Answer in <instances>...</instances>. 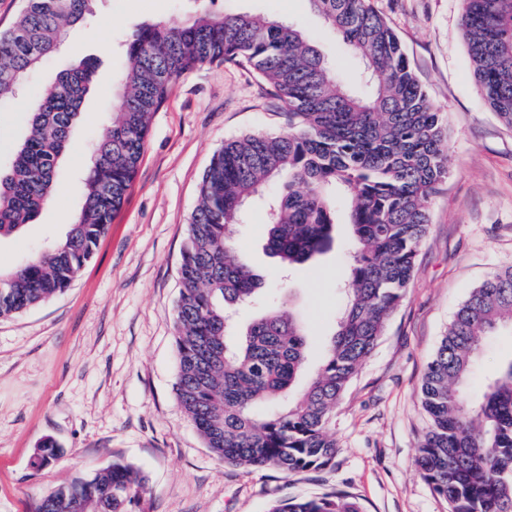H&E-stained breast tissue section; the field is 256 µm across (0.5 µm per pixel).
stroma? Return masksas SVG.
<instances>
[{"instance_id":"35a3bbf8","label":"stroma","mask_w":512,"mask_h":512,"mask_svg":"<svg viewBox=\"0 0 512 512\" xmlns=\"http://www.w3.org/2000/svg\"><path fill=\"white\" fill-rule=\"evenodd\" d=\"M269 12L303 29L327 59L351 57L308 0H205ZM400 38L408 61L448 119V178L429 200L430 224L404 301L332 415L339 450L322 473L285 475L217 458L181 409L174 390L175 308L181 249L201 177L226 140L286 131L281 102L249 67L204 66L177 79L155 113L142 162L121 213L93 257L63 293L0 319V512H33L58 485L103 469L133 465L146 478L143 512H267L270 503L342 490L363 512H448L415 465L429 426L421 383L454 314L493 273L512 267V126L488 108L476 83L461 25L462 0H372ZM194 0H99L90 22L0 105V163L28 127L35 93L75 58L97 60L71 143L56 173L59 194L23 234L0 243V269L15 267L65 234L78 213L86 144L113 118L125 41L149 20L178 22ZM281 282L264 249L261 207L245 208L233 235L243 262L269 285L259 306L243 308L245 328L266 309L292 311L306 328L308 382L337 328L348 277V235ZM512 359V329L483 341L468 390ZM55 439L60 458L37 469L33 454Z\"/></svg>"}]
</instances>
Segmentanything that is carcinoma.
Here are the masks:
<instances>
[{"label":"carcinoma","mask_w":512,"mask_h":512,"mask_svg":"<svg viewBox=\"0 0 512 512\" xmlns=\"http://www.w3.org/2000/svg\"><path fill=\"white\" fill-rule=\"evenodd\" d=\"M361 70L357 87L300 29L272 14L204 9L181 22L144 21L126 47L112 123L92 141L77 218L35 258L0 271V318L64 292L122 209L141 162L152 118L174 82L206 65L250 67L275 90L288 131L227 140L206 168L181 251L176 305L177 400L217 458L271 466L284 474L330 468L338 443L329 422L403 301L426 235V204L448 178L443 113L431 103L395 32L371 0H309ZM95 0H26L0 31V103L85 24ZM462 26L486 104L512 125V0H463ZM80 58L36 91L37 111L0 167V241L33 221L54 190L95 75ZM268 202L266 251L282 267L303 266L336 241L338 200L348 203L350 269L345 306L310 383L292 390L306 361V334L292 312L270 310L238 341L227 331L235 310L263 294L265 279L243 263L231 228L246 203ZM512 325V268L490 276L457 311L422 382L430 427L415 463L449 512H512V359L472 396L463 385L484 337ZM279 403L267 415L254 408ZM60 455L46 439L33 466ZM144 478L115 461L59 486L42 501L69 512H141ZM268 512H361L347 493L288 498Z\"/></svg>","instance_id":"cac0c4a2"}]
</instances>
